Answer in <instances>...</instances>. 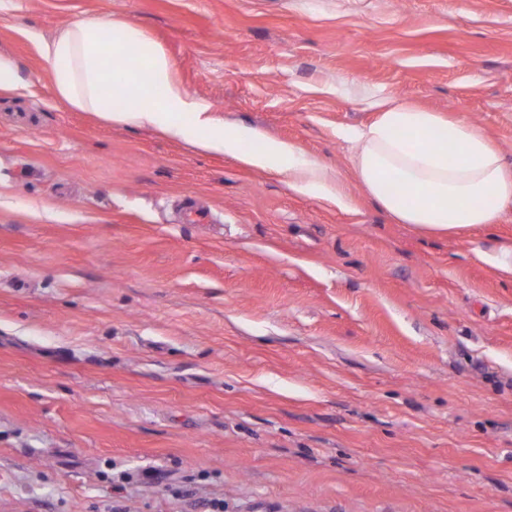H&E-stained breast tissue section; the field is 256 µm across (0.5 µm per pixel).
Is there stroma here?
I'll list each match as a JSON object with an SVG mask.
<instances>
[{
	"label": "stroma",
	"instance_id": "1",
	"mask_svg": "<svg viewBox=\"0 0 512 512\" xmlns=\"http://www.w3.org/2000/svg\"><path fill=\"white\" fill-rule=\"evenodd\" d=\"M388 2L0 0V512H512V209L416 232L341 138L385 95L512 164V0ZM90 14L348 207L59 101L37 45ZM22 80L15 62L0 55V92H13L21 87Z\"/></svg>",
	"mask_w": 512,
	"mask_h": 512
}]
</instances>
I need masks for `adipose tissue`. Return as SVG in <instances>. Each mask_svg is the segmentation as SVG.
<instances>
[{
    "instance_id": "ef3b65f1",
    "label": "adipose tissue",
    "mask_w": 512,
    "mask_h": 512,
    "mask_svg": "<svg viewBox=\"0 0 512 512\" xmlns=\"http://www.w3.org/2000/svg\"><path fill=\"white\" fill-rule=\"evenodd\" d=\"M40 49L57 97L76 110L284 173L301 192L339 193L334 172L293 144L216 125L209 106L173 81L165 52L124 19L83 17ZM372 105L378 118L341 137L350 146L353 178L397 223L448 236L498 223L512 208V168L482 128L388 97Z\"/></svg>"
}]
</instances>
